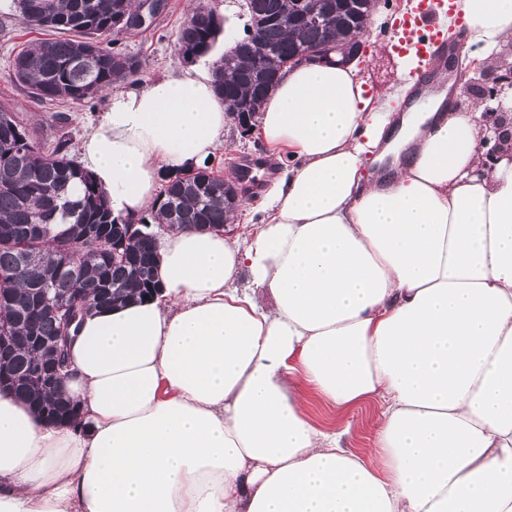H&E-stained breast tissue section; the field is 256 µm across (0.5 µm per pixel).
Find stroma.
I'll use <instances>...</instances> for the list:
<instances>
[{
  "label": "stroma",
  "instance_id": "obj_1",
  "mask_svg": "<svg viewBox=\"0 0 512 512\" xmlns=\"http://www.w3.org/2000/svg\"><path fill=\"white\" fill-rule=\"evenodd\" d=\"M411 0H381L376 15L377 22L371 23L364 37L366 53L358 63L366 95L380 91L392 79L396 71L397 55L390 44L395 31L394 18L406 12ZM210 7L223 20L224 34L218 37L211 51L218 58L226 47L227 36H243L250 22L244 0H208ZM191 0H168V8L148 30L130 35L118 42L117 47L142 61L135 82L142 83L163 73H178L187 70L188 64L179 53L176 43L177 32L191 13ZM47 30L26 24L15 11L13 0H0V109L18 113L42 142L67 139L70 145H77L80 138L95 123L104 104L103 97L80 104L48 100L40 101L29 90L10 76L14 57L22 49L38 40L48 38ZM68 116L67 122H55L56 113ZM264 160L269 170L263 177L259 190L245 194L246 202L239 209L236 222L251 225L261 215L264 190L278 176L273 160L267 159L263 145L241 139L237 132H229L208 165L221 174L239 173L242 158ZM308 418L322 429H346L345 447L365 461H376L377 442L375 424L381 412V404L370 401L346 409H337L327 404L312 388H299Z\"/></svg>",
  "mask_w": 512,
  "mask_h": 512
}]
</instances>
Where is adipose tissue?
<instances>
[{"label": "adipose tissue", "instance_id": "ef3b65f1", "mask_svg": "<svg viewBox=\"0 0 512 512\" xmlns=\"http://www.w3.org/2000/svg\"><path fill=\"white\" fill-rule=\"evenodd\" d=\"M481 58L512 0H459ZM356 65L285 68L257 226L171 232L160 298L87 317L62 389L81 426L0 389V512H512V144L481 108L396 113ZM230 127L206 70L113 84L76 151L114 215L156 204ZM248 278L251 291L238 282ZM379 399V459L304 412ZM501 107L496 109V112H485L484 115L489 119L486 120L485 124V140L486 144L489 145L492 143L490 147V151L488 152V156L490 158L491 164L497 161L500 158V151L496 149L497 145L501 144V141H504L505 131L503 124L512 128L511 118L507 120L505 117L506 112H500Z\"/></svg>", "mask_w": 512, "mask_h": 512}]
</instances>
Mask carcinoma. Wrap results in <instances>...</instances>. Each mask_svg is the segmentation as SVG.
Returning <instances> with one entry per match:
<instances>
[{
    "instance_id": "obj_1",
    "label": "carcinoma",
    "mask_w": 512,
    "mask_h": 512,
    "mask_svg": "<svg viewBox=\"0 0 512 512\" xmlns=\"http://www.w3.org/2000/svg\"><path fill=\"white\" fill-rule=\"evenodd\" d=\"M16 11L34 26L48 27L74 37L42 40L18 54L11 77L39 100L68 99L81 103L93 99L112 84L132 73L129 56L115 50L112 17L130 15L137 0H14ZM297 0H246L251 18H266L276 12L293 15ZM323 8L334 14L339 37L346 40L356 22L361 0H325ZM217 25L207 17L179 29L177 44L185 58L212 48ZM326 36V26L266 25L253 40L255 53L273 61L312 45ZM251 64L239 61L215 70L218 96L246 98L262 87L260 75H250ZM79 182L82 197L73 200L69 187ZM164 224L191 227L224 223V188L205 177L182 180L161 192L156 211ZM114 216L89 172L70 155L68 142L57 139L52 148L37 139L18 114L0 110V323L19 344L0 371L8 385L37 411L51 397L28 374L38 361L39 349L29 336H51L58 324L45 310L38 289L49 282L52 293L85 306L110 305L112 288L123 299L138 295L150 276L153 241L145 233L134 242L140 268L133 270L112 263V253L102 251L90 262L84 255L94 250L92 238L83 235L91 225L104 232L112 228ZM30 250L45 253L48 265H27Z\"/></svg>"
}]
</instances>
